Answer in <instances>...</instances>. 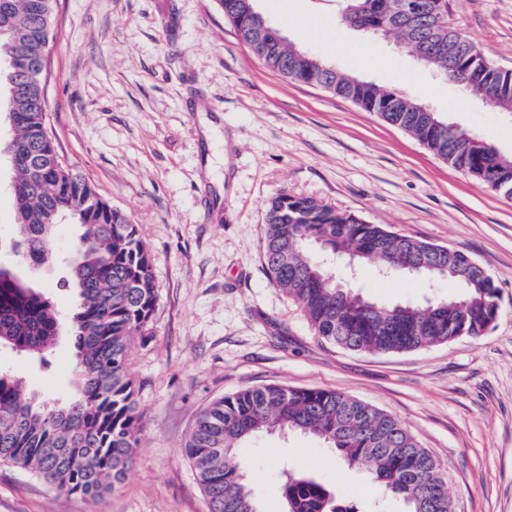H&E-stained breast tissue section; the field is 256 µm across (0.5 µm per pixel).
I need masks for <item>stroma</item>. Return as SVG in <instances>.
Wrapping results in <instances>:
<instances>
[{
	"label": "stroma",
	"mask_w": 512,
	"mask_h": 512,
	"mask_svg": "<svg viewBox=\"0 0 512 512\" xmlns=\"http://www.w3.org/2000/svg\"><path fill=\"white\" fill-rule=\"evenodd\" d=\"M255 7L287 42L406 91L512 156L511 114L342 25V0ZM448 21L512 69V0H448ZM58 26L46 85L54 145L154 256L153 329L129 360L146 428L121 488L94 501L0 464V512H208L183 444L213 401L266 384L341 391L398 418L441 463L454 512H512V199L352 101L267 69L216 0H59ZM284 192L472 256L499 290L496 322L484 336L405 353L321 342L264 265L266 204ZM78 233L60 225L54 262L23 269L64 317ZM335 274L386 304L456 291L373 265L339 263ZM73 355L68 335L45 366L2 348L0 372L25 395L61 402L77 391ZM241 456L262 512H282L285 468L342 487L359 512H402L312 437L260 436Z\"/></svg>",
	"instance_id": "1"
}]
</instances>
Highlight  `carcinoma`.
Listing matches in <instances>:
<instances>
[{
  "label": "carcinoma",
  "mask_w": 512,
  "mask_h": 512,
  "mask_svg": "<svg viewBox=\"0 0 512 512\" xmlns=\"http://www.w3.org/2000/svg\"><path fill=\"white\" fill-rule=\"evenodd\" d=\"M403 0H344L341 21L371 35L388 34L401 48L424 54L442 79L465 80L512 112V72L492 65L478 45L448 22V0H420L415 25L399 22ZM238 26L253 0H217ZM57 0H0V158L15 171L10 185L18 254L31 267L54 257L58 225L80 227L69 263L76 306L67 331L74 338V369L81 389L73 399L48 404L23 395L22 381L0 374V462L38 474L51 488L96 500L118 489L133 463L143 415L129 373V353L152 329L157 303L153 256L135 225L102 198L84 175L57 159L46 117L44 66L57 37ZM254 55L290 81H323L329 92L374 112L419 140L456 170L512 197V158L481 135L450 131L445 120L401 90L384 91L340 72L321 76L303 51L259 43ZM321 240L333 253L373 263L384 276L414 271L447 279L460 293L423 304L384 305L340 287L328 265L311 256ZM267 274L297 305L321 341L369 353H403L478 338L499 313L492 277L472 257L397 234L381 224L312 198L282 193L267 207ZM61 331L60 314L10 266L0 264V347L44 359ZM318 439L350 467L365 468L384 495L402 500L403 512H448L441 464L397 418L344 392L264 385L213 401L184 443L209 512H261L240 450L273 432ZM284 512H354L345 494L305 471L281 484Z\"/></svg>",
  "instance_id": "obj_1"
}]
</instances>
